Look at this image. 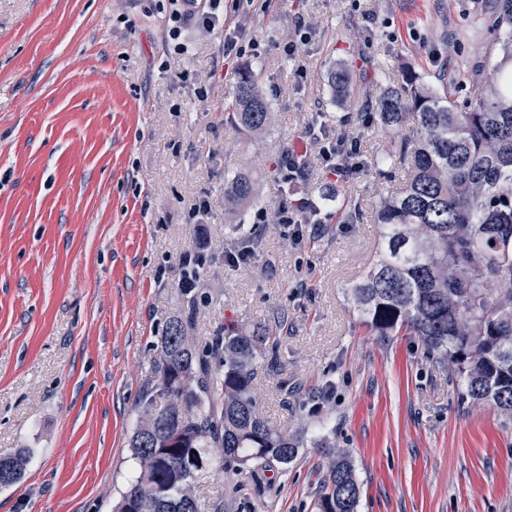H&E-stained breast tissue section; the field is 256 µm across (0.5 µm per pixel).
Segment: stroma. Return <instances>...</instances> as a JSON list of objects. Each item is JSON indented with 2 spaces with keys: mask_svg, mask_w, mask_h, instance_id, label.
<instances>
[{
  "mask_svg": "<svg viewBox=\"0 0 512 512\" xmlns=\"http://www.w3.org/2000/svg\"><path fill=\"white\" fill-rule=\"evenodd\" d=\"M484 0H272L224 15L225 32L257 51L228 59L192 28L171 38V0H0V451H24L25 475L0 488V512H111L137 466L136 401L156 381V345L182 311L185 256L208 272L194 339L224 321L249 327L288 315L280 369L258 367L254 394L272 426L307 440L286 469L227 477L196 490L224 512H314L328 436L352 462L358 512H512V425L460 403L447 370L406 333L376 336L349 300L378 246L374 208L405 180L376 160L409 134L347 114L329 82L339 63L376 67L357 102L397 86L405 65L440 75L483 64L492 42L472 18ZM313 25L299 61L284 54L296 16ZM258 74L274 124L245 133L224 120L241 66ZM188 79H181V72ZM322 142L304 143L308 127ZM356 145L350 179L320 150ZM307 144V179L267 167ZM250 171L258 210L311 198L314 224H265L251 264L224 260L236 234L224 175ZM211 204L197 227L192 209ZM358 208L360 218L346 214Z\"/></svg>",
  "mask_w": 512,
  "mask_h": 512,
  "instance_id": "stroma-1",
  "label": "stroma"
}]
</instances>
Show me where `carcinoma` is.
I'll return each instance as SVG.
<instances>
[{"instance_id": "cac0c4a2", "label": "carcinoma", "mask_w": 512, "mask_h": 512, "mask_svg": "<svg viewBox=\"0 0 512 512\" xmlns=\"http://www.w3.org/2000/svg\"><path fill=\"white\" fill-rule=\"evenodd\" d=\"M494 44L502 53L490 71L476 68L474 97L454 99L452 86L425 83L412 71L368 114L386 127L412 121L395 148L406 166L403 186L381 196L375 260L350 294L363 325L379 336L408 331L426 353L449 368L460 402L487 404L512 423V0H491ZM335 92L348 99L355 81L348 68L330 73ZM227 119L250 132L272 120L258 74L239 69ZM310 168L297 146L275 160ZM252 176L224 180V209L256 202ZM256 255L252 230L239 229L231 258ZM179 292L185 309L169 318L155 361L157 382L143 390L141 421L130 439L137 474L116 512H224V501H206L194 486L214 466L255 474L285 466L303 442L260 417L252 395L257 364L278 365L280 313L250 329L226 323L204 347L192 336L196 283L206 266L185 260ZM165 404L157 406V401ZM315 512H357L360 486L350 461L330 454ZM24 458L0 453V487L23 477Z\"/></svg>"}]
</instances>
